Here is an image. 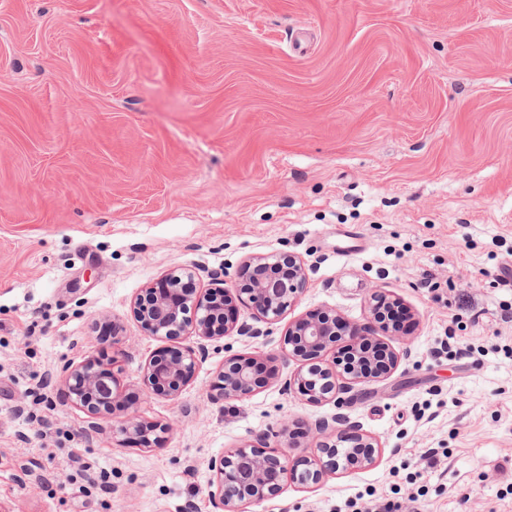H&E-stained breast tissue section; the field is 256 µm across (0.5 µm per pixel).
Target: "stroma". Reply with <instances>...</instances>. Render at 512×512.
<instances>
[{
  "instance_id": "1",
  "label": "stroma",
  "mask_w": 512,
  "mask_h": 512,
  "mask_svg": "<svg viewBox=\"0 0 512 512\" xmlns=\"http://www.w3.org/2000/svg\"><path fill=\"white\" fill-rule=\"evenodd\" d=\"M272 254L306 270L285 321L406 307L396 371L337 404L224 402L225 357L294 372L233 335L179 398L142 393L163 343L135 297ZM511 264L512 0H0V512H212L211 457L283 420L315 454L338 413L376 464L248 512H512ZM102 358L136 400L88 439L59 374ZM131 411L158 446L113 434Z\"/></svg>"
}]
</instances>
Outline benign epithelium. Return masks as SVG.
Segmentation results:
<instances>
[{"mask_svg":"<svg viewBox=\"0 0 512 512\" xmlns=\"http://www.w3.org/2000/svg\"><path fill=\"white\" fill-rule=\"evenodd\" d=\"M247 278L235 288L224 286L222 274L212 273L217 286H195L196 272L175 267L147 287L131 305V314L141 328L170 345L140 367L141 389L171 399L181 395L199 364L208 357V344L236 333L249 338H268L301 296L306 282L303 263L294 256H249L244 260ZM386 298L374 296L373 323L357 325L340 315L310 313L288 322L279 338L284 362L297 364L293 376L282 384L284 392L310 404L336 401V392L354 385L390 376L398 365L395 350L382 340L397 335L396 328L381 320L378 307ZM251 310V322L239 319L238 306ZM353 355L348 361L324 357L336 346ZM257 359L233 355L224 359L219 372V396L240 400L270 383ZM72 404L87 413L107 417L120 396L119 383L110 364L87 361L66 364L61 369ZM115 429L131 443L152 447L150 434L158 426L131 415ZM288 437V422L259 439L244 442L210 458L208 497L213 512H246L281 493L284 478L302 488H313L337 473L355 472L372 466L379 456V443L354 424L341 433L340 441L352 446L325 444L312 457L290 458L288 449L269 440Z\"/></svg>","mask_w":512,"mask_h":512,"instance_id":"benign-epithelium-1","label":"benign epithelium"}]
</instances>
